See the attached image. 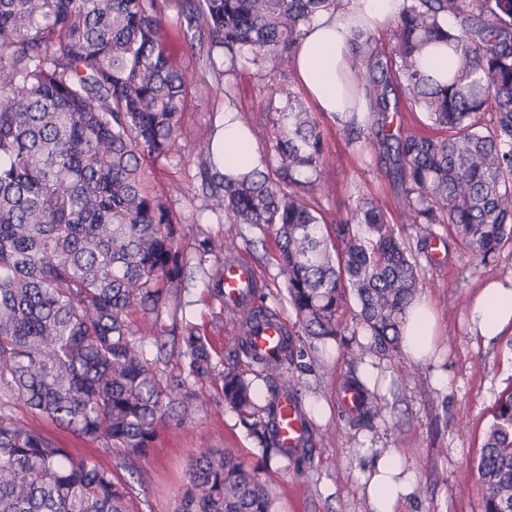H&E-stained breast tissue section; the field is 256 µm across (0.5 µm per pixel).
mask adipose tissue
I'll return each instance as SVG.
<instances>
[{"instance_id": "ef3b65f1", "label": "adipose tissue", "mask_w": 512, "mask_h": 512, "mask_svg": "<svg viewBox=\"0 0 512 512\" xmlns=\"http://www.w3.org/2000/svg\"><path fill=\"white\" fill-rule=\"evenodd\" d=\"M403 0H341L308 28L295 57L296 74L320 111H348L345 79L352 68L351 37L357 26L376 30L400 10ZM217 157L225 173L260 167L262 156L253 135L242 126L233 108L224 110ZM472 334L490 341L512 330V275L488 283L475 295L469 311ZM435 318L426 300L411 306L403 330L402 348L412 360L428 358L435 347ZM417 481L393 450L374 454L373 466L362 476V493L369 512H399L415 497Z\"/></svg>"}]
</instances>
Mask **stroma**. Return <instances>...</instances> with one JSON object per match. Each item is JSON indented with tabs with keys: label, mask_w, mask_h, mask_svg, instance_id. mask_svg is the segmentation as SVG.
I'll return each mask as SVG.
<instances>
[{
	"label": "stroma",
	"mask_w": 512,
	"mask_h": 512,
	"mask_svg": "<svg viewBox=\"0 0 512 512\" xmlns=\"http://www.w3.org/2000/svg\"><path fill=\"white\" fill-rule=\"evenodd\" d=\"M179 3L167 0L165 23L172 53L187 79L180 150L169 158L147 161L146 166L152 187L166 195L182 223L206 224L212 233L221 234L227 224L204 208L195 145L219 128L224 108L231 104L246 111L261 155H270L273 121L286 104L283 90L289 87L297 92L301 85L295 75L269 63L242 66L237 74L225 75L222 53L210 56L202 49L189 50ZM315 117L326 141L322 176L329 193L322 199L325 208L349 212L361 192L396 204L397 191L384 169L360 170L341 127L323 112H316ZM247 258L259 272L267 308L291 317L281 298L283 277L274 261L259 250L248 252ZM509 274L512 246L505 247L494 262L477 267L458 242L450 243L445 262L427 269L421 295L436 313L438 347L424 362L372 354V361L389 379L381 398L383 417L374 429L355 430L346 425L337 393L353 367L339 355L336 344L323 347L316 365L295 369L294 394L302 405L317 406L320 413L312 418L306 463L288 460L259 467L276 512H368L360 476L369 459L359 453L366 445L400 452L414 471L417 492L403 512H483L484 487L477 460L497 399L512 391V334L482 343L469 333L468 314L476 288ZM441 374L449 378L444 389L435 383ZM215 392V386H203L205 412L192 422L163 430L151 455L142 461L143 512H175L186 466L203 449L228 448L247 465L259 466L236 415L214 401ZM0 409L47 431L74 453L92 457L105 467L115 465L114 457L96 443L48 424L18 401H0Z\"/></svg>",
	"instance_id": "35a3bbf8"
}]
</instances>
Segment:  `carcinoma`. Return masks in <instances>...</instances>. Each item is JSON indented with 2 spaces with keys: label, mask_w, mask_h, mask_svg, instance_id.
Masks as SVG:
<instances>
[{
  "label": "carcinoma",
  "mask_w": 512,
  "mask_h": 512,
  "mask_svg": "<svg viewBox=\"0 0 512 512\" xmlns=\"http://www.w3.org/2000/svg\"><path fill=\"white\" fill-rule=\"evenodd\" d=\"M337 0H181L187 29L206 34L207 56L226 73L246 61L295 70L313 18ZM386 52L355 34L353 98L369 120H337L364 167L385 166L398 205L360 194L341 216L316 197L325 141L301 95L288 91L264 168L224 175L202 139L205 207L259 232L214 234L184 225L148 184L144 160L178 148L184 73L172 64L158 0H0V388L31 412L97 442L116 467L138 472L159 430L195 419L198 386L216 380L265 465L306 458L309 440L283 447L280 400L299 350L246 373L220 369L210 338L184 311L196 269L208 280L210 323L240 331L267 315L224 301V261L275 244L283 300L310 344L341 335L353 311L371 342L346 350L352 364L374 350L401 352L408 311L423 286L420 257L446 227L471 262L512 245V0H404ZM444 48L459 65L428 73L421 57ZM405 102L424 132L393 128ZM153 339V349L145 337ZM179 372L167 371L170 356ZM349 424L371 428L381 403L358 376ZM485 512H512V392L492 413L477 464ZM133 485L0 411V512H139ZM178 512H275L259 477L229 450L191 460Z\"/></svg>",
  "instance_id": "cac0c4a2"
}]
</instances>
